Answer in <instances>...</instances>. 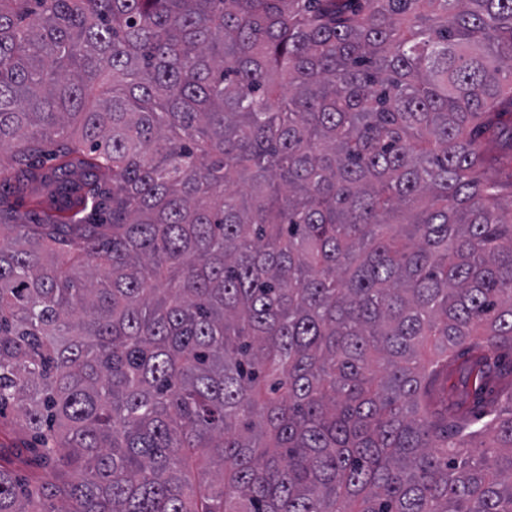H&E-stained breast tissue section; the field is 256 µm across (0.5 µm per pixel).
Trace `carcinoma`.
<instances>
[{"instance_id":"carcinoma-1","label":"carcinoma","mask_w":512,"mask_h":512,"mask_svg":"<svg viewBox=\"0 0 512 512\" xmlns=\"http://www.w3.org/2000/svg\"><path fill=\"white\" fill-rule=\"evenodd\" d=\"M5 149L0 512H512V0H0ZM18 415L17 409L4 412L2 424L8 429V436L0 433V456L2 464L12 469L25 482L41 479L49 480L52 475L49 471L36 465L31 448L33 441L25 433H18L11 429L13 419Z\"/></svg>"}]
</instances>
